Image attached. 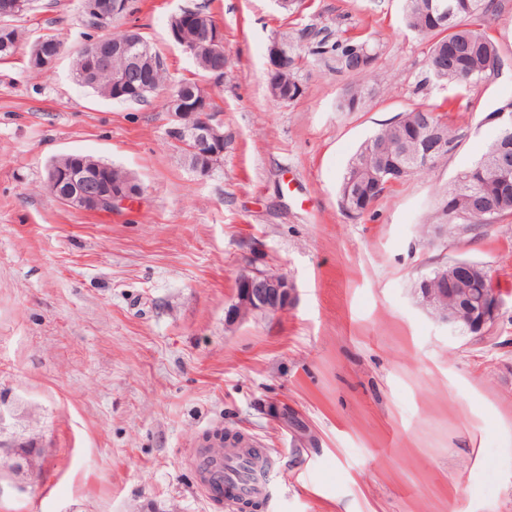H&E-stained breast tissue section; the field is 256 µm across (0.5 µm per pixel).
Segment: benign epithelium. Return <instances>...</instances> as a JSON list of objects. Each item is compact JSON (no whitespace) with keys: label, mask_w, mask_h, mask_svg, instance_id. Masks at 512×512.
<instances>
[{"label":"benign epithelium","mask_w":512,"mask_h":512,"mask_svg":"<svg viewBox=\"0 0 512 512\" xmlns=\"http://www.w3.org/2000/svg\"><path fill=\"white\" fill-rule=\"evenodd\" d=\"M129 9V0H84L86 16L103 27L113 17ZM171 38L189 53L210 77L221 80L226 68L224 28L218 23H206L194 13L183 11L170 18ZM141 40L133 38L111 43L112 50L94 42L83 55V73L93 77L112 69V60L122 66L112 75V87L118 91L138 88L141 77L156 67L164 66L155 53L140 48ZM59 45L51 46L37 41L30 52L33 66L49 68L56 60ZM294 66V58L278 41L268 48L267 86L277 101L290 100L288 84L281 75ZM169 135L183 151L191 168L206 175L224 158V126L217 119L218 106L212 94L200 87L197 96L184 100L179 91L169 93ZM421 140L420 160L427 163L433 155L445 149L431 127L413 129ZM47 181L52 191H64L61 202L87 212L121 214L131 209L141 193V186L131 178L117 179L112 166L81 154L63 156L48 168ZM475 267L467 260H450L426 277L418 288L421 301L440 322L461 332L482 336L495 324L501 304V290L496 287L466 288L462 281L472 277ZM235 296L224 310V321L229 326L239 324L256 315H274L294 304L297 289L285 276L263 271L243 272L236 279ZM281 427L298 440H305L307 428L295 413L282 406L276 409ZM23 416L13 405L0 398V471L14 478L33 474L41 454L38 441L17 432ZM204 448H256L258 444L247 435H233L217 428L203 437Z\"/></svg>","instance_id":"obj_1"}]
</instances>
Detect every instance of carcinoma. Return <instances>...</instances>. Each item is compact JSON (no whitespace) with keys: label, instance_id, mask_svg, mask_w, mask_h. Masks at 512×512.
<instances>
[{"label":"carcinoma","instance_id":"carcinoma-1","mask_svg":"<svg viewBox=\"0 0 512 512\" xmlns=\"http://www.w3.org/2000/svg\"><path fill=\"white\" fill-rule=\"evenodd\" d=\"M408 27L414 33L432 38L429 71L439 82L456 84L477 83L498 72L501 60L497 47L478 29L462 26L468 18L479 17L489 9L488 0H404ZM23 40V33L10 25L0 27V58L11 56L17 43ZM362 44L346 42L336 44V62L340 68L357 72ZM72 67L77 82L110 98L123 102H141L167 79L166 70L154 71L148 75L143 89L134 96L112 93V75L101 74L89 83L80 78L82 59L75 56ZM426 113L436 125L446 142L453 143L454 135L448 126L441 123L439 116L430 109L407 112L405 123L389 124L374 132L352 158L343 175L340 192H345L348 183L352 191L366 193L378 198L382 190L365 183L370 173L389 156L401 158L407 169V176L421 175L430 167L415 162L422 150L421 142L406 132L407 124L416 115ZM503 139L497 138L488 151L473 167L460 173L454 184L448 188L452 193L454 208L448 212L437 207L433 223L448 225V235L458 236L480 230L484 233L501 218L512 215V197L498 196L499 185L504 177L498 163L502 154Z\"/></svg>","mask_w":512,"mask_h":512}]
</instances>
